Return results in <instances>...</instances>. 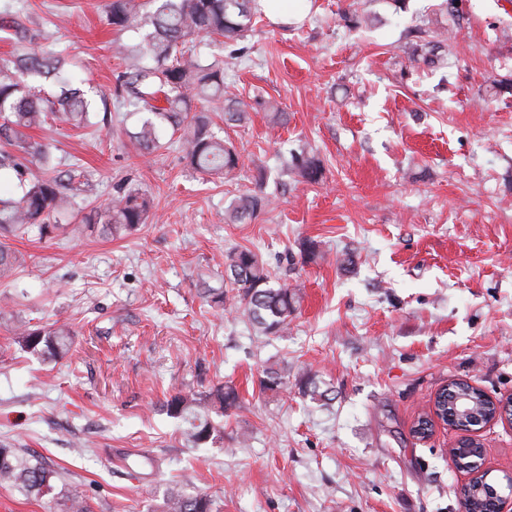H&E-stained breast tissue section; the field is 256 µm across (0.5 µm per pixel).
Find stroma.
Segmentation results:
<instances>
[{
  "label": "stroma",
  "instance_id": "stroma-1",
  "mask_svg": "<svg viewBox=\"0 0 512 512\" xmlns=\"http://www.w3.org/2000/svg\"><path fill=\"white\" fill-rule=\"evenodd\" d=\"M105 0H0L64 52L98 118L34 131L75 174L74 208L106 207L122 180L154 200L147 224L108 235L66 219L45 237L9 238L20 258L0 282V445L51 462L93 512H151L176 483L214 512H463L466 472L448 450L459 430L413 434L439 389L466 380L512 396V0H302L301 21L258 17L246 39L203 37L224 60L249 119L225 127L239 167L208 179L178 144L147 154L116 90L119 45ZM443 39L440 62L415 49ZM276 101L284 125L270 123ZM315 158L318 181L286 170ZM272 205L230 221L234 197ZM259 254L272 281L299 287L287 333L258 336L242 311L210 306L228 290L224 256ZM65 320L61 359L21 348L15 321ZM279 396L261 393L271 364ZM329 404L304 394L307 378ZM224 437L191 444L166 398L208 396ZM483 467L512 476V425L480 428Z\"/></svg>",
  "mask_w": 512,
  "mask_h": 512
}]
</instances>
